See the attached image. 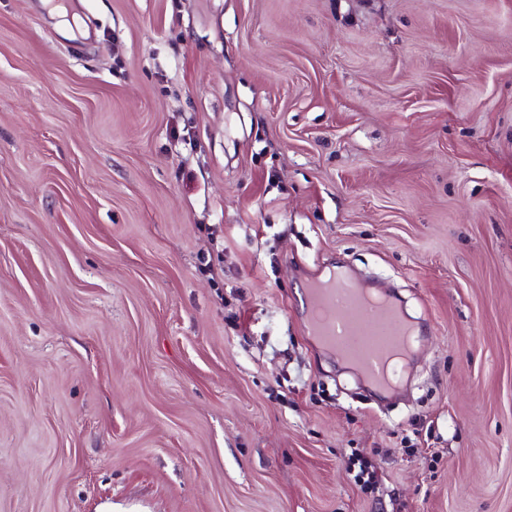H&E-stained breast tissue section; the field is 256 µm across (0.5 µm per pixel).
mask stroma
Wrapping results in <instances>:
<instances>
[{"label":"stroma","instance_id":"obj_1","mask_svg":"<svg viewBox=\"0 0 512 512\" xmlns=\"http://www.w3.org/2000/svg\"><path fill=\"white\" fill-rule=\"evenodd\" d=\"M72 9L0 0V512H512V0ZM333 264L400 397L309 335Z\"/></svg>","mask_w":512,"mask_h":512}]
</instances>
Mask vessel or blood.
<instances>
[{
	"instance_id": "1",
	"label": "vessel or blood",
	"mask_w": 512,
	"mask_h": 512,
	"mask_svg": "<svg viewBox=\"0 0 512 512\" xmlns=\"http://www.w3.org/2000/svg\"><path fill=\"white\" fill-rule=\"evenodd\" d=\"M307 292L306 320L319 343L357 366L377 389H395L399 376L393 360L410 354L414 329L390 296L366 303L342 269L314 278Z\"/></svg>"
}]
</instances>
